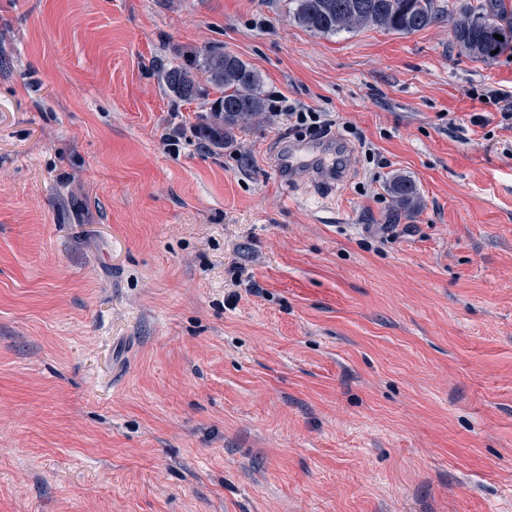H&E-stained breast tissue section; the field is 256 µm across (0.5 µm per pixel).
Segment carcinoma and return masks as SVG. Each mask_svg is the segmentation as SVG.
Segmentation results:
<instances>
[{"instance_id": "obj_1", "label": "carcinoma", "mask_w": 512, "mask_h": 512, "mask_svg": "<svg viewBox=\"0 0 512 512\" xmlns=\"http://www.w3.org/2000/svg\"><path fill=\"white\" fill-rule=\"evenodd\" d=\"M288 5L296 23L320 35L364 28L413 33L433 25L445 13L438 0H288ZM497 34L503 40L496 39ZM453 39L465 56L494 62L499 54L512 49V7L506 0H484L476 9L470 6L461 10ZM198 71L219 92L197 126V133L205 141L222 147L235 130L263 118L267 102L261 79L230 52L190 53L183 63L168 68L163 79L176 98L188 101L200 94ZM387 191L394 202V219L420 209V193L409 177L393 176Z\"/></svg>"}]
</instances>
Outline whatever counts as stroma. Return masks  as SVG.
Listing matches in <instances>:
<instances>
[{"label": "stroma", "instance_id": "stroma-1", "mask_svg": "<svg viewBox=\"0 0 512 512\" xmlns=\"http://www.w3.org/2000/svg\"><path fill=\"white\" fill-rule=\"evenodd\" d=\"M204 49L335 135L207 146L160 72ZM502 91L447 16L0 0V512H512ZM288 5L296 23L320 35L364 28L413 33L447 11L437 0H288ZM387 191L394 202V218L402 213L410 215L420 209L422 200L415 182L407 176L395 175L387 183Z\"/></svg>", "mask_w": 512, "mask_h": 512}]
</instances>
